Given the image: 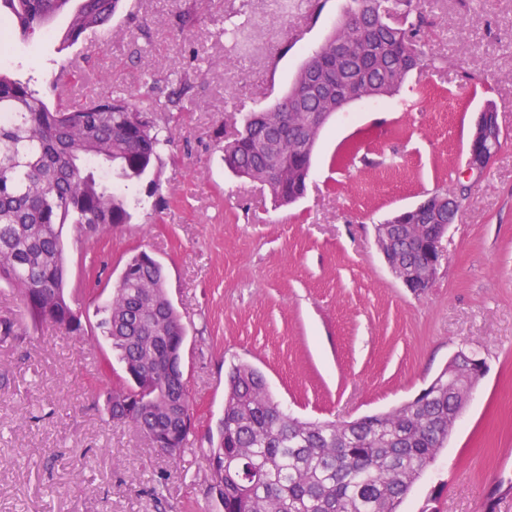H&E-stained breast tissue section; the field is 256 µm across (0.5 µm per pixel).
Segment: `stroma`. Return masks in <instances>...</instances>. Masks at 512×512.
Returning a JSON list of instances; mask_svg holds the SVG:
<instances>
[{"label": "stroma", "mask_w": 512, "mask_h": 512, "mask_svg": "<svg viewBox=\"0 0 512 512\" xmlns=\"http://www.w3.org/2000/svg\"><path fill=\"white\" fill-rule=\"evenodd\" d=\"M348 0H136L110 27L60 50L55 32L15 41L0 71L48 106L122 89L163 104L188 79L167 123L158 192L107 234L64 226L68 290L84 333L37 325L0 286V512H222L204 454L224 414L232 364L259 369L304 421L357 418L412 400L460 350L486 374L401 512H512V0H422L430 65L399 95L360 100L325 125L304 198L274 207L219 149L242 114L287 93ZM195 23L179 29L180 11ZM235 26L234 34L224 29ZM99 40L90 57L85 47ZM215 67H208V60ZM78 61L69 86L55 72ZM494 105L504 142L467 185L430 288L414 294L378 254L373 227L425 193L455 189L475 118ZM165 267L187 329L194 444L176 460L106 411L123 371L91 334L125 263Z\"/></svg>", "instance_id": "1"}]
</instances>
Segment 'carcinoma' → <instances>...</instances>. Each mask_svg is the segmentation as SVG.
<instances>
[{"label":"carcinoma","mask_w":512,"mask_h":512,"mask_svg":"<svg viewBox=\"0 0 512 512\" xmlns=\"http://www.w3.org/2000/svg\"><path fill=\"white\" fill-rule=\"evenodd\" d=\"M123 0H0V28L31 40L58 15L69 22L60 50L112 20ZM362 13L363 27L341 20L302 63L288 93L263 112H249L238 135L225 142L224 164L259 183L278 207L301 198L320 130L313 113L328 104L290 105L312 80L336 78V44L361 52L342 72L375 100L396 95L426 62L420 47L424 16L419 0H351L345 15ZM0 284L16 289L34 323L83 331L67 292L62 230L95 235L125 224L142 199L131 192L159 172L169 139L156 110L132 93L113 91L54 109L29 86L0 72ZM419 219L396 230L402 257L420 259ZM96 332L138 384L112 391L122 400L112 418L136 425L159 452L175 460L191 444L192 412L182 380L163 361L186 329L166 286L163 266L140 264L97 308ZM464 386L438 373L423 396L393 410L356 420L303 422L278 402L265 377L248 363L227 374L224 432L205 459L211 480L224 474V512H399L413 486L448 441V421Z\"/></svg>","instance_id":"1"}]
</instances>
